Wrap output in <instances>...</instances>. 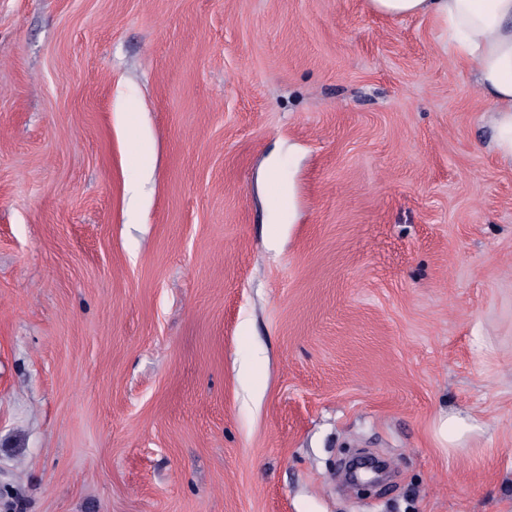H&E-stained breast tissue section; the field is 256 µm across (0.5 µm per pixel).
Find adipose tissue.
<instances>
[{
    "label": "adipose tissue",
    "instance_id": "ef3b65f1",
    "mask_svg": "<svg viewBox=\"0 0 512 512\" xmlns=\"http://www.w3.org/2000/svg\"><path fill=\"white\" fill-rule=\"evenodd\" d=\"M387 18L433 16L447 28L455 56L470 63L487 95L496 149L512 162V0H366Z\"/></svg>",
    "mask_w": 512,
    "mask_h": 512
}]
</instances>
